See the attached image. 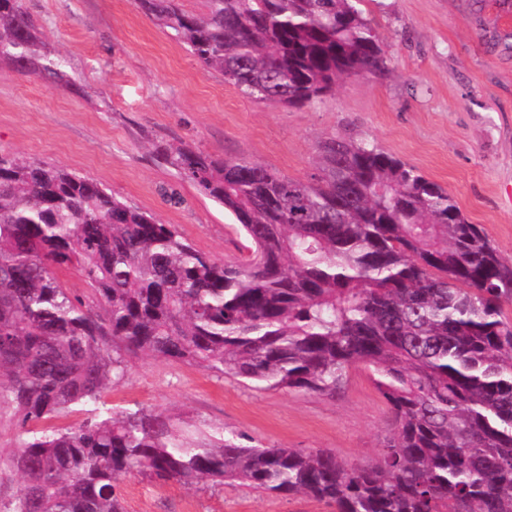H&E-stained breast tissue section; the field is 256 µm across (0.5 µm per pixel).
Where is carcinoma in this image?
Listing matches in <instances>:
<instances>
[{"label":"carcinoma","instance_id":"obj_1","mask_svg":"<svg viewBox=\"0 0 512 512\" xmlns=\"http://www.w3.org/2000/svg\"><path fill=\"white\" fill-rule=\"evenodd\" d=\"M362 0H135L207 69L258 103L303 107L385 67ZM0 60L65 83L20 0H0ZM159 154L224 205L249 242L218 262L90 178L0 155V448L17 477L0 512H125L137 474L188 488L237 483L335 512H512V261L454 197L364 140L321 141L308 181L240 157ZM76 271L86 301L58 273ZM145 355L245 385L331 396L363 364L394 433L379 458L195 441L162 413L101 399ZM81 408L67 429L34 424Z\"/></svg>","mask_w":512,"mask_h":512}]
</instances>
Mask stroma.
<instances>
[{
	"label": "stroma",
	"mask_w": 512,
	"mask_h": 512,
	"mask_svg": "<svg viewBox=\"0 0 512 512\" xmlns=\"http://www.w3.org/2000/svg\"><path fill=\"white\" fill-rule=\"evenodd\" d=\"M48 51L63 56L70 87L16 73L0 61V153L35 157L95 179L219 261L240 257L234 216L157 154L187 147L248 157L309 180L318 143L365 140L416 167L455 196L512 261V4L503 0H363L388 68L337 81L312 105L251 101L203 67L134 0H21ZM115 410L172 415L204 438L329 450L374 460L393 434L364 366L331 396L260 390L185 362L133 358L103 394ZM126 512H333L303 495L240 485L189 489L139 476L120 483Z\"/></svg>",
	"instance_id": "1"
}]
</instances>
